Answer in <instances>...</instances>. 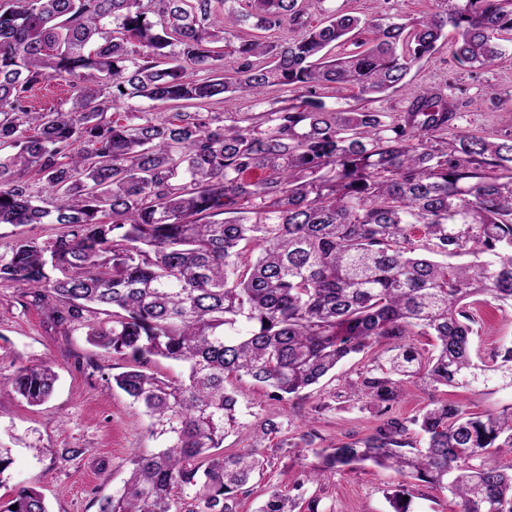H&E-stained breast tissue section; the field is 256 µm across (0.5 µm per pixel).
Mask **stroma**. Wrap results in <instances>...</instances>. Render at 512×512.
Segmentation results:
<instances>
[{"label": "stroma", "mask_w": 512, "mask_h": 512, "mask_svg": "<svg viewBox=\"0 0 512 512\" xmlns=\"http://www.w3.org/2000/svg\"><path fill=\"white\" fill-rule=\"evenodd\" d=\"M333 7L364 18L379 14L392 20L431 12L434 0H331ZM448 43H441L430 58L416 64L406 89L377 98L374 109L392 115L407 111L414 90L433 88L449 93L466 88L468 96L482 97L481 107L463 110L460 125L487 136L512 131V111L494 105L495 95L512 91V49L495 64L472 70L453 61ZM483 320L473 337L480 353L512 341V310L483 309ZM47 364L58 375L51 397L32 406L18 397L6 381L19 368ZM373 365L372 354H360L340 365L331 380L307 394L281 401L269 399L248 379L235 382L244 426L224 441L225 451L257 447L270 464L263 479L254 481L242 496L239 512H257L271 490L320 501V512H392L388 497L399 476L378 468H358L326 474L317 483L305 476L319 466L315 448L366 437L379 425L375 411L344 396L348 381ZM125 360L90 345L84 331L62 332L51 325L44 311L32 304L24 289L0 285V447L10 449L13 463L0 485V512L18 490L36 487L50 512H98L100 497L119 489L133 451H152L149 422L111 378L125 370ZM450 399L474 413H490L512 401V394L442 387L429 391L407 385L394 413L406 419L419 414L432 399ZM284 425L282 433L254 445L253 433L266 418ZM315 429L314 448L283 447V440H299ZM80 449L77 457L68 456Z\"/></svg>", "instance_id": "obj_1"}]
</instances>
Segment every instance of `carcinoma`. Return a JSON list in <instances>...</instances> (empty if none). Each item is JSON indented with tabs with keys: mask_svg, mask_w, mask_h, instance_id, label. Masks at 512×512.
<instances>
[{
	"mask_svg": "<svg viewBox=\"0 0 512 512\" xmlns=\"http://www.w3.org/2000/svg\"><path fill=\"white\" fill-rule=\"evenodd\" d=\"M325 2L0 0V151L15 149L0 154V224L62 228L17 237L0 283L128 361L112 380L161 441L132 456L98 512H238L266 461L216 452L243 427L230 379L297 397L375 345L384 363L350 396L381 424L321 449L317 475L367 463L449 492L459 512H512V469L487 460L512 453V403L482 415L437 399L392 415L406 382L512 389V342L487 357L472 348L477 305L512 309V134L459 127L460 98L429 88L407 112L371 107L406 87L448 26L459 64L502 58L512 0H435L404 22L333 10L308 24ZM249 22L300 34L262 40ZM348 42L355 50L334 53ZM45 81L70 87L67 107L29 105ZM329 84L358 89V104L328 107L316 88ZM275 88L288 91L282 106L229 124L194 110L241 93L260 104ZM132 100L178 112L106 118ZM462 255L473 260L448 262ZM154 358L183 376L147 370ZM56 380L39 365L8 385L39 405ZM12 504L48 512L34 487ZM296 508L273 490L259 512Z\"/></svg>",
	"mask_w": 512,
	"mask_h": 512,
	"instance_id": "carcinoma-1",
	"label": "carcinoma"
}]
</instances>
